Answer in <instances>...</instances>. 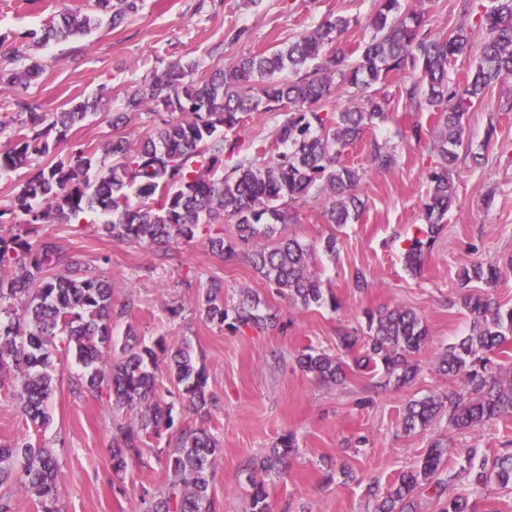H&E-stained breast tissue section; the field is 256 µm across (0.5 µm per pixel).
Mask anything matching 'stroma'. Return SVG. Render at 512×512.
<instances>
[{
  "label": "stroma",
  "mask_w": 512,
  "mask_h": 512,
  "mask_svg": "<svg viewBox=\"0 0 512 512\" xmlns=\"http://www.w3.org/2000/svg\"><path fill=\"white\" fill-rule=\"evenodd\" d=\"M65 6L88 13L94 2L0 0L5 50L22 60L35 57L43 66L31 86L0 95V119L17 116L20 101L46 113L75 99L98 102L97 111L59 146L62 154L74 146L99 147L119 135L139 139L153 134L157 116L145 113L116 129L112 115L130 91L177 61L197 62L201 77L222 67L226 58L266 51L335 13L352 21L342 47L347 64H354L359 44L370 36L374 10L373 0H258L254 5L244 0H142L120 27L104 24L90 35L41 47L24 40V33L42 29ZM233 27L248 28L249 41L228 45L225 35ZM385 92L386 120L344 152L347 161L365 171L359 220L341 227L327 223L320 205L311 200L292 208L291 222L281 227L283 234L313 246L312 268L335 305H292L246 258L227 262L212 252L210 239L237 233L235 224L221 218L201 225L193 240L171 241L164 254L101 235L95 213L42 227L43 233L59 237L65 252L83 261L88 273L111 280L114 307L131 304L128 315L112 322L114 345H122L131 329L148 341L164 337L172 349L191 343L195 357L206 364L217 410L206 419L179 407L173 415L176 424L208 427L220 439L224 453L214 463L212 493L223 512H250L241 488L242 468L288 432L295 436L296 450L287 472L266 480L273 512H370V483L388 486L436 441L453 451L474 448L488 457L512 448V418L470 432L455 430L444 414L416 433L402 427L410 400L451 385L438 371L437 359L470 328L468 313L455 302L458 272L481 258L512 255V111L505 109L512 103V78L494 85L466 113L468 152L452 173L455 203L418 274L407 270L405 249L421 224L439 124L432 113L407 110L394 86ZM416 125L424 131L419 141L411 136ZM375 142L395 148V167L368 171ZM332 235L337 246L331 255L322 243ZM359 273L368 288L355 287ZM211 280L223 284L229 305L237 302L241 289L257 293L276 313L277 325L235 331L204 321L188 305L195 285ZM180 304L186 307L182 318L170 319L168 308ZM396 305L416 312L430 331L429 342L415 356L419 371L410 383L377 391L369 375L351 370L343 384L327 386L296 366L302 348L335 351L340 334L365 332V312ZM56 370L60 384L49 405L50 421L40 428L22 415L12 386L0 387V442L25 438L53 454L60 466L61 512H142L141 487L160 488L166 481L163 454L150 451L146 464H132L122 479H114V412L108 392L72 394L70 381L81 372L72 354L60 353Z\"/></svg>",
  "instance_id": "obj_1"
}]
</instances>
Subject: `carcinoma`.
Wrapping results in <instances>:
<instances>
[{"label":"carcinoma","mask_w":512,"mask_h":512,"mask_svg":"<svg viewBox=\"0 0 512 512\" xmlns=\"http://www.w3.org/2000/svg\"><path fill=\"white\" fill-rule=\"evenodd\" d=\"M424 0H376L370 18L371 36L356 65L346 58L340 38L351 20L324 17L312 30L272 51L225 60L224 67L195 79L197 65L180 61L134 89L112 127L152 110L171 115L161 119L153 135L130 141L117 138L103 146V156L77 147L56 154L71 130L81 124L97 101H71L59 112H35L22 102L18 124L0 121V177L30 165L36 157L53 156L48 165L31 168L13 198L10 213L23 217L24 231L0 237V378L14 383L23 414L35 425L49 421L47 404L57 390L55 357L59 349L73 355L82 373L71 391H99L112 397V407L134 414L112 421V472L120 476L142 462L146 439H165L168 476L159 491L141 487L144 512H216L211 490L213 464L223 453L206 427H174V395L195 415H210L215 399L208 388L206 366L190 345L167 348L163 338L146 343L130 330L119 352L112 351V283L88 276L80 259L66 255L58 238L40 234L43 224L68 223L86 211L107 217L102 234L146 247L174 239L192 240L199 225L224 216L235 224L237 238L211 240L212 249L229 262L245 256L253 269L293 304L303 307L324 300L312 270V248L297 238L278 237L277 226L291 221L289 207L310 199L322 205L330 224L358 221L364 202L358 186L364 176L343 158L344 150L361 140L367 128L383 121L385 97L376 96L393 75L406 69L415 76L397 85L406 107L439 112L442 127L433 142L438 160L427 173L424 203L426 227L409 239L408 269L421 271L425 251L434 244L452 208L453 169L464 147L467 106L504 78H512V0H459L460 12L476 17L484 32L478 60L465 82L451 77L448 66L472 50L471 34L460 27L448 34L428 28ZM96 12L62 9L42 33H28L35 44L87 36L100 25L99 14H111L119 27L139 9V0H95ZM42 73L33 62L24 68H0V93L29 85ZM365 101L363 107L322 111L337 93ZM251 112H282L286 118L270 134L262 156L233 165L224 175L214 171L224 158L241 152L239 139L219 128L233 129ZM110 162H105V159ZM394 148L371 146L369 169L383 172L396 165ZM512 271V257L481 260L458 275V302L472 316L468 335L448 345L438 370L459 381L446 393L410 401L404 411L407 433L424 430L440 414L458 430L512 417V363L502 360L512 343V306L504 307L493 287ZM473 282L485 284L474 289ZM250 289L237 304L224 305V287L211 282L198 289L193 311L206 321L234 330L260 328L277 316L262 309ZM430 339L428 326L416 312L399 306L367 313L363 336L338 337V353L307 347L295 356L297 366L323 384H337L352 366L365 374H382L398 384L417 375L414 356ZM353 354L352 363L344 356ZM166 373H157L159 358ZM296 448L293 434L280 436L269 454L246 465L250 512H272L264 481L256 474H282ZM446 450L431 444L421 460L398 482L374 488L371 512H419V497L440 504V512H481L492 486L512 490V451L476 459L468 449L448 465ZM14 484L37 499L38 512H59V467L45 448L26 439L0 443V487Z\"/></svg>","instance_id":"carcinoma-1"}]
</instances>
